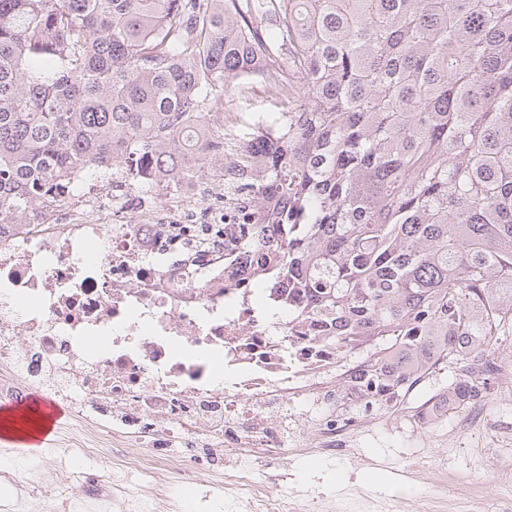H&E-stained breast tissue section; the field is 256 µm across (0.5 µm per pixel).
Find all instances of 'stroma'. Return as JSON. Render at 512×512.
<instances>
[{
	"label": "stroma",
	"instance_id": "35a3bbf8",
	"mask_svg": "<svg viewBox=\"0 0 512 512\" xmlns=\"http://www.w3.org/2000/svg\"><path fill=\"white\" fill-rule=\"evenodd\" d=\"M275 106L258 80L242 82L224 99L221 112L215 113L216 125L228 118H250L274 111ZM125 173L118 169L96 170L85 175L69 196L40 206L26 214L32 223L58 222L63 224H95L102 218L97 206L102 199L116 198L124 193ZM224 184L218 177L193 183L189 189L173 195L153 190L141 195L139 203L148 210L171 207L181 211L184 223L200 224L210 221L214 211L223 208ZM454 369L445 368L418 383L406 393L400 403L385 410L382 417L355 441L361 459L328 460L315 453L300 457H280L255 462L252 475L263 479L275 471L290 474L286 489L302 495L320 492L335 496L337 490L358 485L377 493L426 494L436 484L429 477H411L398 481L396 471L406 469L423 459L433 469L445 470L449 480L474 485L478 490L495 488L500 475L512 470V444L496 445L489 453L490 438L480 433L468 435L456 431L451 418L434 421L428 428L412 431L411 420L416 406L427 395L441 392L455 378ZM176 454L187 456V470L178 476L158 473L155 477L133 475L128 486L134 494L151 493L156 483H171L178 491L177 500L183 512H224L222 506L209 500L213 483L225 480L237 472L234 449H225L219 463L211 468L191 462V449L176 447Z\"/></svg>",
	"mask_w": 512,
	"mask_h": 512
}]
</instances>
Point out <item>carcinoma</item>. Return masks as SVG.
<instances>
[{"mask_svg":"<svg viewBox=\"0 0 512 512\" xmlns=\"http://www.w3.org/2000/svg\"><path fill=\"white\" fill-rule=\"evenodd\" d=\"M260 75L301 106L213 125ZM224 161V223L252 283L373 357L400 399L512 332V0H0V225L120 168L133 191Z\"/></svg>","mask_w":512,"mask_h":512,"instance_id":"obj_1","label":"carcinoma"}]
</instances>
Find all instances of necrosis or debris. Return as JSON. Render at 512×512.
I'll list each match as a JSON object with an SVG mask.
<instances>
[{"label": "necrosis or debris", "instance_id": "necrosis-or-debris-1", "mask_svg": "<svg viewBox=\"0 0 512 512\" xmlns=\"http://www.w3.org/2000/svg\"><path fill=\"white\" fill-rule=\"evenodd\" d=\"M179 213L130 220L122 202L101 224H12L0 229V396L50 387L55 399L84 413L80 445L71 449V483L34 468L13 480L0 512H26L27 484L41 492L40 512H173L165 487L150 500L125 490L123 476L182 471L168 447L179 439L221 456L237 451L231 485L215 486L224 512H512V494L484 501L468 490L414 499L377 496L285 497L283 474L254 482L250 459L288 451L353 457L355 433L391 398L365 395L364 357H343L313 324L288 316L275 294L258 298L223 253L172 260L156 236ZM110 428L119 459L111 487L82 461L97 455ZM493 429L512 439V422L489 415L469 397L458 432Z\"/></svg>", "mask_w": 512, "mask_h": 512}]
</instances>
